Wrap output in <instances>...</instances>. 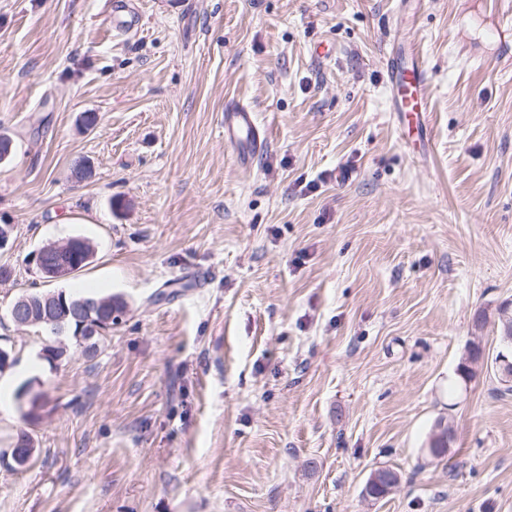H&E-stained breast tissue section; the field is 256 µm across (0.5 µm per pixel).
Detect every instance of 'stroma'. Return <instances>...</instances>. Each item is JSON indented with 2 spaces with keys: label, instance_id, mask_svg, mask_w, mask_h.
Here are the masks:
<instances>
[{
  "label": "stroma",
  "instance_id": "1",
  "mask_svg": "<svg viewBox=\"0 0 512 512\" xmlns=\"http://www.w3.org/2000/svg\"><path fill=\"white\" fill-rule=\"evenodd\" d=\"M108 3L0 0V512H512V393L473 323L512 300L504 0H133L127 34ZM393 45L427 70L419 150ZM231 100L268 138L249 169ZM77 235L92 263L40 279L32 253ZM72 287L122 306L50 362L7 311ZM379 468L400 481L366 498ZM224 142L246 166L251 167L263 155L268 141L262 135L249 105L235 101L224 106Z\"/></svg>",
  "mask_w": 512,
  "mask_h": 512
}]
</instances>
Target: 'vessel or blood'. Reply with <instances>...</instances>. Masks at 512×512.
<instances>
[{"label":"vessel or blood","mask_w":512,"mask_h":512,"mask_svg":"<svg viewBox=\"0 0 512 512\" xmlns=\"http://www.w3.org/2000/svg\"><path fill=\"white\" fill-rule=\"evenodd\" d=\"M391 109L405 116L408 127L416 131L426 128V70L417 59L402 60L390 53L385 57ZM224 141L238 160L247 166L259 159L268 141L256 123L252 108L240 101L224 107Z\"/></svg>","instance_id":"b4317fda"}]
</instances>
